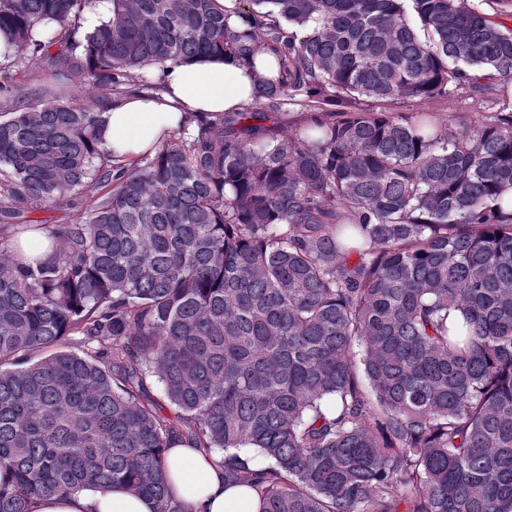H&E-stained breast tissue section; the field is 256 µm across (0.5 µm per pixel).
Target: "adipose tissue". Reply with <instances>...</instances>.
Returning <instances> with one entry per match:
<instances>
[{"instance_id":"obj_1","label":"adipose tissue","mask_w":512,"mask_h":512,"mask_svg":"<svg viewBox=\"0 0 512 512\" xmlns=\"http://www.w3.org/2000/svg\"><path fill=\"white\" fill-rule=\"evenodd\" d=\"M277 76V62L267 53L178 63L168 68L162 92L131 93L113 102L104 114L105 145L122 159L154 153L190 113L244 111L254 103L260 82ZM219 459V453L181 443L167 451L171 492L184 512H260L250 487L225 484ZM30 512H157V507L149 497L112 486L36 499Z\"/></svg>"}]
</instances>
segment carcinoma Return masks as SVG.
<instances>
[{
  "label": "carcinoma",
  "instance_id": "carcinoma-1",
  "mask_svg": "<svg viewBox=\"0 0 512 512\" xmlns=\"http://www.w3.org/2000/svg\"><path fill=\"white\" fill-rule=\"evenodd\" d=\"M104 2L79 37L90 0H0V54L106 91L0 82V235L97 189L48 230L63 248L0 249V512L108 484L182 512L177 441L221 451L262 512H508L512 111L283 135L266 109L482 95L512 33L467 0H241L245 29L214 0ZM224 51L277 59L255 107L193 114L152 157L104 148L112 102L163 90L146 69ZM72 333L100 348L32 361ZM95 188H86L83 196L74 200L72 206H52L41 208L36 211L22 212L14 224H45L50 228H57L59 225L73 224L76 219L85 211V202L95 194Z\"/></svg>",
  "mask_w": 512,
  "mask_h": 512
}]
</instances>
